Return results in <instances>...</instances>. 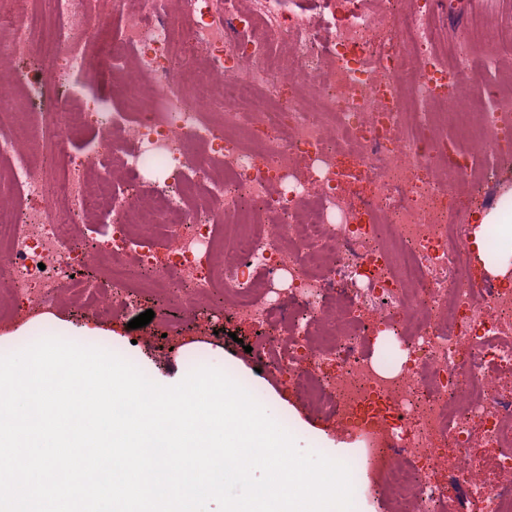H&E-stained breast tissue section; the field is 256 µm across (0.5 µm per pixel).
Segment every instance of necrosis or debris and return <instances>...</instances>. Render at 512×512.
I'll use <instances>...</instances> for the list:
<instances>
[{
  "mask_svg": "<svg viewBox=\"0 0 512 512\" xmlns=\"http://www.w3.org/2000/svg\"><path fill=\"white\" fill-rule=\"evenodd\" d=\"M50 2L57 32L38 42L30 0H0V30L9 32L0 55L37 58L16 82L45 102L61 146L59 173L48 179L19 145L24 129L0 134V158L20 192L0 197L8 244L0 299L11 301L10 319L45 314L68 290L97 319H111L130 299L134 263L199 311L221 285L236 318L269 328L261 346L277 355L270 371L360 439L357 456L393 512H465L472 501L481 512H512V284L472 281L463 212L438 205L476 176L483 205L502 201L488 187L512 164V103L494 97L465 112L459 98L470 74L512 57V22L490 30L475 16L455 40L431 22L439 0H409L396 53L377 33L397 0H379L371 12L361 0H336L318 23L276 0H249L244 9L225 0L223 25L211 20L216 0H181L176 15L168 0H114L108 59L127 65L132 96L145 91L157 101L127 118L101 98L71 105L77 79L94 66L88 47L100 0ZM475 42L489 52L470 54ZM301 81L313 100L266 92L272 82ZM106 115L112 126L94 149L65 150L75 127ZM195 139L223 158V181L204 167L188 176ZM340 153L372 180L371 196L348 204L337 195ZM109 159L134 187L160 161L176 177L166 190L121 198L90 178ZM422 168L431 169L429 181L415 179ZM396 186L407 202L392 207ZM89 214L108 221L112 275L103 283L81 277L91 257L67 244ZM152 240L165 263L150 250L134 253ZM349 277L357 296L386 299L378 316L349 309ZM380 332L394 335L405 361L370 354ZM328 359L338 368L329 379L320 371ZM477 434L498 451L496 484L468 449ZM416 462L447 469L458 498L428 486Z\"/></svg>",
  "mask_w": 512,
  "mask_h": 512,
  "instance_id": "necrosis-or-debris-1",
  "label": "necrosis or debris"
}]
</instances>
